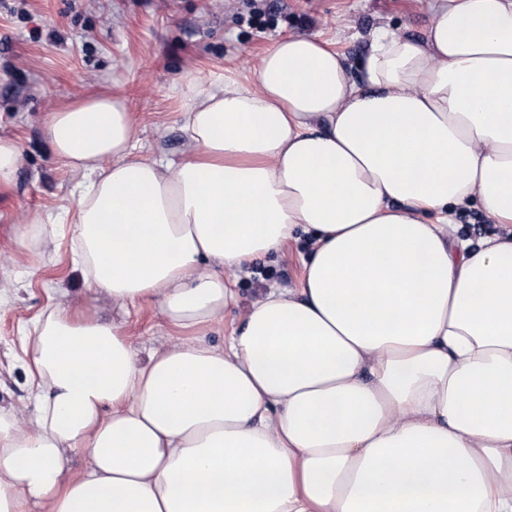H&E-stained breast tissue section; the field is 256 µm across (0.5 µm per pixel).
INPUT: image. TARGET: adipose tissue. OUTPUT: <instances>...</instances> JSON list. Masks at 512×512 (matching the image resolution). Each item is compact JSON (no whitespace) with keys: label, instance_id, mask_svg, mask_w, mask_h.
Returning a JSON list of instances; mask_svg holds the SVG:
<instances>
[{"label":"adipose tissue","instance_id":"obj_1","mask_svg":"<svg viewBox=\"0 0 512 512\" xmlns=\"http://www.w3.org/2000/svg\"><path fill=\"white\" fill-rule=\"evenodd\" d=\"M428 11L423 38L373 33L359 82L316 34L188 74L174 170L135 157L122 96L50 113L89 293L202 333L231 271L311 250L220 348L141 361L119 326L44 313L33 409L0 411V512H512V234L448 233L473 201L512 224V0Z\"/></svg>","mask_w":512,"mask_h":512}]
</instances>
